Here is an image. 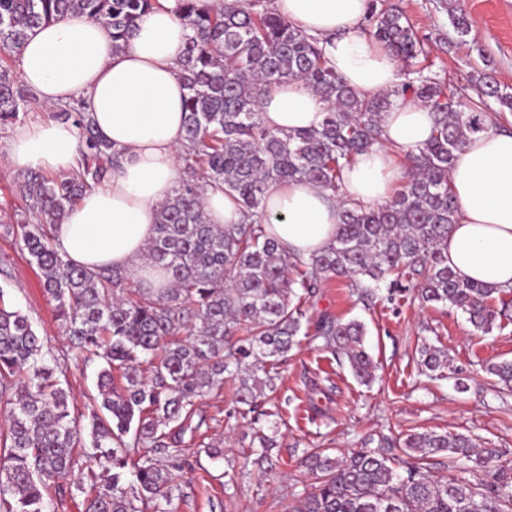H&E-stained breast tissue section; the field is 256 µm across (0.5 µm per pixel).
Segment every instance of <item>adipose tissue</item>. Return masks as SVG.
<instances>
[{"label":"adipose tissue","instance_id":"1","mask_svg":"<svg viewBox=\"0 0 512 512\" xmlns=\"http://www.w3.org/2000/svg\"><path fill=\"white\" fill-rule=\"evenodd\" d=\"M161 2L140 18L124 51H113L101 23L71 15L32 30L18 56L22 77L42 106L84 101L95 127L123 154L121 170L67 210L56 232L60 254L89 269L125 271L146 288L169 284L165 271L147 264L143 254L160 207L179 183L184 137L180 62L189 31L176 0ZM272 7L319 39L330 65L360 96H393L381 143L342 172V200L307 182L268 192V232L306 257L332 242L345 205L374 206L395 196L406 173L399 160L430 139L434 115L417 99L394 95L397 64L363 29L368 0H272ZM325 107L293 78L274 84L260 104L265 124L283 133L319 127ZM79 144L74 123H26L14 130L8 160L18 169L65 173L78 165ZM448 182L458 203L448 233L449 268L511 289L512 133L472 135L455 151Z\"/></svg>","mask_w":512,"mask_h":512}]
</instances>
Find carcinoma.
<instances>
[{"label": "carcinoma", "instance_id": "obj_1", "mask_svg": "<svg viewBox=\"0 0 512 512\" xmlns=\"http://www.w3.org/2000/svg\"><path fill=\"white\" fill-rule=\"evenodd\" d=\"M159 0H0V125L27 112L32 97L15 88L7 59L19 55L27 32L68 15H88L112 34L123 51L138 20ZM191 31L181 62L187 89L183 171L174 196L159 210L146 261L170 276L167 288L130 287L118 270H89L63 259L55 231L66 210L85 191L121 167L122 154L76 103L52 108L81 132L78 168L48 175L17 174L23 203L12 232L42 272L43 289L56 303L61 328L81 354L104 362L101 396L92 415V447L101 472L79 477L85 512H155L171 504L173 476L183 436L201 431L194 420L199 399L238 381L239 413H253L274 390L278 369L301 345L299 336L343 354L353 375L372 379L364 323L323 315L303 324V299L318 283L344 278L371 303L380 288L392 301L411 288L426 303L455 308L487 334L508 318L495 306L501 290L465 279L448 268V232L458 207L448 185L454 152L469 135L488 130L487 100L509 110L512 96L481 78L478 101L449 91L441 81L410 65L427 51L396 4L370 8L366 25L395 61L408 65L396 93L410 95L434 112L431 138L408 155L404 183L387 204L348 206L336 236L307 258L291 253L265 225L269 190L303 181L339 196L343 169L378 143L390 95L359 96L336 74L319 42L280 17L271 0H177ZM448 14L461 35L471 25L464 0H448ZM302 81L325 103L320 127L295 133L267 128L263 94L284 78ZM212 183L235 194L241 224H211L202 191ZM421 364L444 377L448 357L425 343ZM44 337L29 318L9 307L0 289V398L12 377L29 373L23 393L8 411L10 443L0 456V512H47L49 490L75 476L81 431L68 395L44 359ZM148 365L150 375L141 373ZM264 377H259L258 372ZM500 389L512 392V361L488 366ZM269 433H258L257 462L273 465L278 412L267 408ZM178 430H168L170 424ZM146 448L138 461L130 449ZM461 434L415 432L389 438L339 458L314 452L306 464L316 473L312 491L296 512H512V478L473 457ZM443 454L450 474L435 476L431 459Z\"/></svg>", "mask_w": 512, "mask_h": 512}]
</instances>
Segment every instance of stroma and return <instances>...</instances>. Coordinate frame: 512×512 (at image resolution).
<instances>
[{"mask_svg":"<svg viewBox=\"0 0 512 512\" xmlns=\"http://www.w3.org/2000/svg\"><path fill=\"white\" fill-rule=\"evenodd\" d=\"M397 2L427 44L428 55L419 64L428 74L452 89L484 74L512 94V0H466L471 30L465 36L448 18V0ZM13 131V125L0 126V290L44 336L48 356L57 362L55 377L86 433L102 362L71 348L54 302L42 291L39 268L6 229L21 207L17 171L5 161ZM302 309L313 322L328 314L365 323V346L375 364L372 383L357 380L340 355L305 344L291 352L270 395L280 415L271 469L248 457L257 427L238 414L232 384L221 395L199 400L196 412L209 418V428L185 442L173 512H293L314 482L301 464L307 453H344L360 448L365 437L413 427L471 436L475 455L493 454L495 465L512 473V393H499L496 377L487 371L489 364L512 360V320L483 334L461 311L422 303L411 292L395 303L367 307L338 278L323 282ZM424 341L447 353L446 378L422 374L417 347ZM216 440L224 448L217 460L205 452L206 443ZM228 471L235 475L230 488Z\"/></svg>","mask_w":512,"mask_h":512,"instance_id":"obj_1","label":"stroma"}]
</instances>
